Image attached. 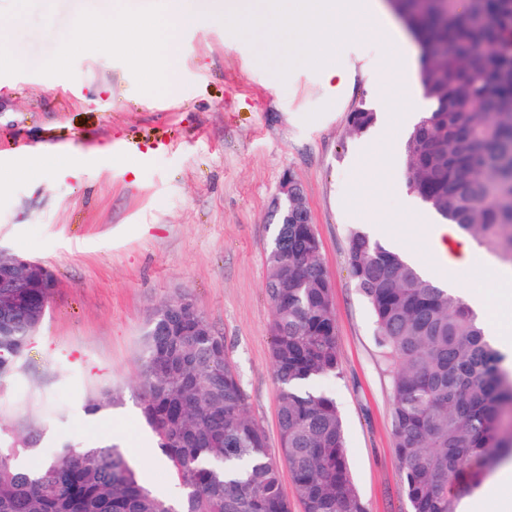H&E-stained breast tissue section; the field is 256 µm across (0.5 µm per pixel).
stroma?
I'll use <instances>...</instances> for the list:
<instances>
[{
	"mask_svg": "<svg viewBox=\"0 0 512 512\" xmlns=\"http://www.w3.org/2000/svg\"><path fill=\"white\" fill-rule=\"evenodd\" d=\"M102 0H0L7 47L20 65L0 68V170L31 153L81 150L94 161L79 176L50 167L0 189V246L43 262L58 287L14 373L0 381V439L28 438L38 452L110 440L149 447L136 471L158 493L178 487L138 406L139 354L152 313L186 297L223 336L251 417L278 450L279 385L272 362L273 308L267 255L278 226L274 198L284 175L305 191L329 273L339 372L316 382L345 422L353 482L366 512H409L393 437V368L376 341L371 308L347 262L350 234L397 220L400 249L426 254L414 224L437 222L423 202L405 210L401 128L391 165L373 172L394 188L363 199L357 164L388 120L378 64L389 34L381 20L340 45L334 64L351 84L343 99L319 71L279 79L262 64L264 38L247 41L210 19L181 28L175 90L153 109L129 68L101 52L74 62V78L36 68ZM374 112L351 133L349 116ZM135 163L137 174L126 171ZM112 388L121 404L92 423L88 398Z\"/></svg>",
	"mask_w": 512,
	"mask_h": 512,
	"instance_id": "stroma-1",
	"label": "stroma"
}]
</instances>
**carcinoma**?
I'll list each match as a JSON object with an SVG mask.
<instances>
[{"mask_svg":"<svg viewBox=\"0 0 512 512\" xmlns=\"http://www.w3.org/2000/svg\"><path fill=\"white\" fill-rule=\"evenodd\" d=\"M398 14L420 52L422 83L435 107L409 135V189L441 218L512 267V0H403ZM374 113H350L356 133ZM347 261L367 299L379 346L394 367L395 447L411 512H456L457 492L477 484L473 467L512 452V369L464 300L423 279L360 231ZM274 309L272 358L280 384V448H267L224 339L203 321L193 336L146 331L139 402L186 497L176 508L145 487L122 450L65 444L37 463L0 447V512H291L280 470L290 471L304 512H365L333 397L305 389L336 376L339 352L331 282L304 224H281L267 258ZM0 334V380L35 333L31 315L51 295V274ZM106 391L97 413L118 405Z\"/></svg>","mask_w":512,"mask_h":512,"instance_id":"1","label":"carcinoma"}]
</instances>
